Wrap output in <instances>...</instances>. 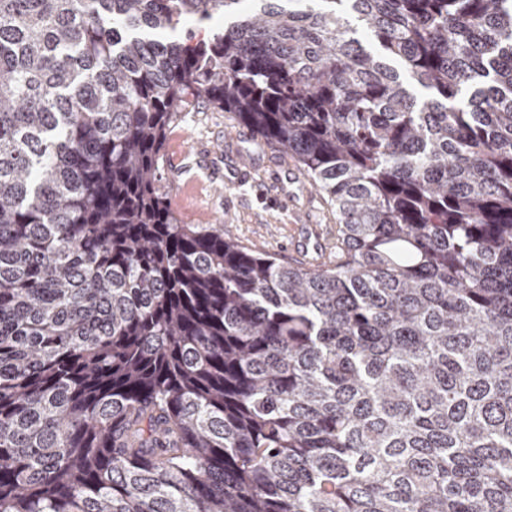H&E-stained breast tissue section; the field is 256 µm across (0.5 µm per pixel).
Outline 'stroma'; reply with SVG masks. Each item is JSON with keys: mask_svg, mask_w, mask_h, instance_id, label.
<instances>
[{"mask_svg": "<svg viewBox=\"0 0 512 512\" xmlns=\"http://www.w3.org/2000/svg\"><path fill=\"white\" fill-rule=\"evenodd\" d=\"M230 137L242 164L252 166L256 176L298 165L275 147H259L258 134L231 113L204 107L188 113L168 131L161 162L160 187L181 223L224 225L242 247L282 261L296 225L335 224L334 208L308 176H301L297 198L276 208L256 201L252 182L226 183Z\"/></svg>", "mask_w": 512, "mask_h": 512, "instance_id": "obj_1", "label": "stroma"}]
</instances>
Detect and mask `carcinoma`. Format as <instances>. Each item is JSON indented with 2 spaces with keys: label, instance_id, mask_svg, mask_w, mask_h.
I'll list each match as a JSON object with an SVG mask.
<instances>
[{
  "label": "carcinoma",
  "instance_id": "obj_1",
  "mask_svg": "<svg viewBox=\"0 0 512 512\" xmlns=\"http://www.w3.org/2000/svg\"><path fill=\"white\" fill-rule=\"evenodd\" d=\"M241 2L0 0V512H512V0ZM200 103L336 261L179 223ZM223 26L224 20L218 16H214L213 19L205 20L203 22H197L194 20L193 22L186 25L183 31L179 33V36H181L182 39H185V33L192 32L193 39L190 41V43H195L198 40L212 37V35Z\"/></svg>",
  "mask_w": 512,
  "mask_h": 512
}]
</instances>
